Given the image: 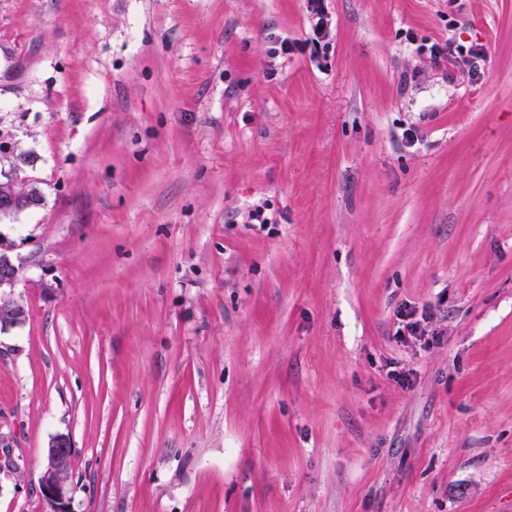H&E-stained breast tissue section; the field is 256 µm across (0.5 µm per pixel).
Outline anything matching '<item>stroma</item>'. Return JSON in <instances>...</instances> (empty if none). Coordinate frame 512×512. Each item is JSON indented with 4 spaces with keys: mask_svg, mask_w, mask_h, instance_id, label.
I'll list each match as a JSON object with an SVG mask.
<instances>
[{
    "mask_svg": "<svg viewBox=\"0 0 512 512\" xmlns=\"http://www.w3.org/2000/svg\"><path fill=\"white\" fill-rule=\"evenodd\" d=\"M16 166L0 512H512V0H0ZM5 298L0 297V332L11 327L21 325L25 319L23 305L4 303ZM73 448L66 435H57L46 448L45 467L39 478L40 495L51 512H70L67 509L68 478L65 472L70 469Z\"/></svg>",
    "mask_w": 512,
    "mask_h": 512,
    "instance_id": "stroma-1",
    "label": "stroma"
}]
</instances>
